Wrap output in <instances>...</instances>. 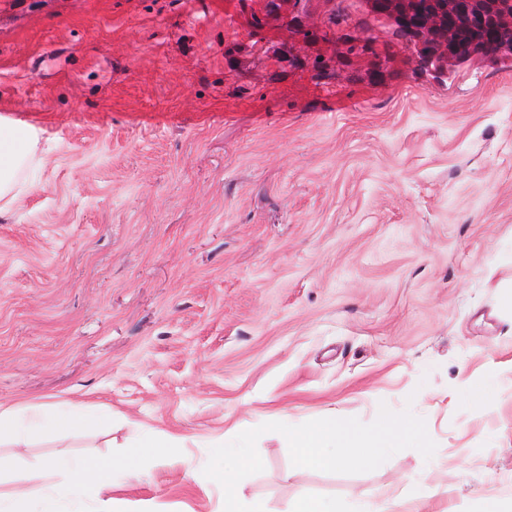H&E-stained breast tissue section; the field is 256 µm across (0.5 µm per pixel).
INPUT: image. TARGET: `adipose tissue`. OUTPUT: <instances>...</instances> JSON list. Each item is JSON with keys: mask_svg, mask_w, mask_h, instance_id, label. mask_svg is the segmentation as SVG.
<instances>
[{"mask_svg": "<svg viewBox=\"0 0 512 512\" xmlns=\"http://www.w3.org/2000/svg\"><path fill=\"white\" fill-rule=\"evenodd\" d=\"M38 129L6 114H0V212L11 207L30 186V175L43 164ZM62 407L45 401L36 405L0 404V512H98L97 496H105L107 512H129L124 498L113 496L117 481L139 480L144 449L167 458L176 436L165 441L137 438L122 457L92 460L86 457L46 459L48 473H64L65 480L34 485L13 476V450L52 438L61 425Z\"/></svg>", "mask_w": 512, "mask_h": 512, "instance_id": "adipose-tissue-1", "label": "adipose tissue"}]
</instances>
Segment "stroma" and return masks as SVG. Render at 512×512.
Instances as JSON below:
<instances>
[{"label": "stroma", "mask_w": 512, "mask_h": 512, "mask_svg": "<svg viewBox=\"0 0 512 512\" xmlns=\"http://www.w3.org/2000/svg\"><path fill=\"white\" fill-rule=\"evenodd\" d=\"M240 0H0V114L41 131L34 189L0 213V403H79L20 450L112 458L177 436L197 473L151 465L133 512H224L202 473L233 429L411 407L437 448L374 471L293 466L257 442L236 487L266 512L393 489L394 512H512V65H414L386 84L288 64L284 21Z\"/></svg>", "instance_id": "35a3bbf8"}]
</instances>
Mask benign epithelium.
Returning <instances> with one entry per match:
<instances>
[{
    "mask_svg": "<svg viewBox=\"0 0 512 512\" xmlns=\"http://www.w3.org/2000/svg\"><path fill=\"white\" fill-rule=\"evenodd\" d=\"M311 0H258L253 14L266 18L286 17L288 28L307 43L319 39L315 27L304 15ZM417 0H360L362 11L374 18L381 36L375 31L347 29L336 34V46L357 39L368 50L357 57L340 52L335 54L336 80H372L374 73L383 71L389 76L400 64H414L436 80L448 77L449 72L463 64L480 60L512 62V10H499L486 16L482 0H437L438 9L419 20L412 17ZM496 31V39L487 45L477 39L459 43V32L485 26Z\"/></svg>",
    "mask_w": 512,
    "mask_h": 512,
    "instance_id": "benign-epithelium-1",
    "label": "benign epithelium"
}]
</instances>
